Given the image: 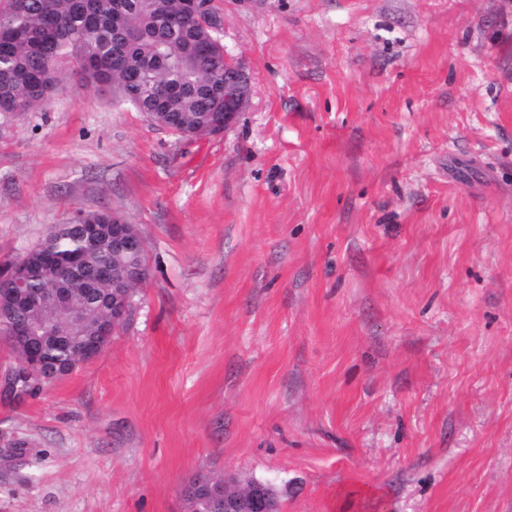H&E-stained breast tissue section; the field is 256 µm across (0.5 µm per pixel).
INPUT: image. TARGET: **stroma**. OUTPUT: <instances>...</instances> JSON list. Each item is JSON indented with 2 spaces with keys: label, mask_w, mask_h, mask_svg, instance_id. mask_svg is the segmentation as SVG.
Instances as JSON below:
<instances>
[{
  "label": "stroma",
  "mask_w": 512,
  "mask_h": 512,
  "mask_svg": "<svg viewBox=\"0 0 512 512\" xmlns=\"http://www.w3.org/2000/svg\"><path fill=\"white\" fill-rule=\"evenodd\" d=\"M248 72L184 138L62 67L0 113V269L78 212L148 275L103 354L0 393V512H512V0H214ZM212 482H215L213 479ZM215 484L222 487H210V496L214 503L222 505L220 512H276L279 511L275 500L262 485L241 486L235 482L217 479ZM203 495H191L186 499L189 512H213L214 504Z\"/></svg>",
  "instance_id": "obj_1"
}]
</instances>
